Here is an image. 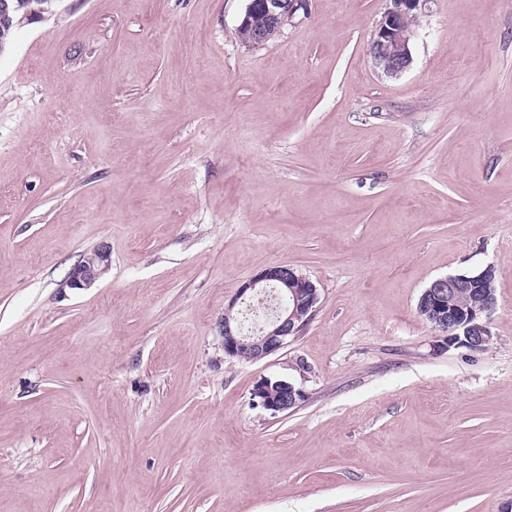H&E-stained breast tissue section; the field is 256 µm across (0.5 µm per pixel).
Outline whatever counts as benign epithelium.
Returning <instances> with one entry per match:
<instances>
[{
    "label": "benign epithelium",
    "instance_id": "7a95c632",
    "mask_svg": "<svg viewBox=\"0 0 512 512\" xmlns=\"http://www.w3.org/2000/svg\"><path fill=\"white\" fill-rule=\"evenodd\" d=\"M309 0H245L238 25L246 46L262 45L293 23L298 12L307 9ZM369 46L375 66L389 77H399L413 62V40L417 25L413 21L427 0H389ZM19 9L10 0H0V28L15 24ZM110 254L100 247L83 255L65 286L83 290L92 287L108 270ZM496 268L487 265L475 272L439 277L422 292L418 314L442 333L447 347L481 350L493 339L489 315L497 302L494 281ZM466 288L472 297L469 305L456 303L457 289ZM319 292L316 284L296 267L273 264L244 282L224 308L218 322L224 354L248 361L262 360L286 346L299 335L316 311ZM253 396L272 415L297 408L305 394L285 379L265 377L257 382Z\"/></svg>",
    "mask_w": 512,
    "mask_h": 512
}]
</instances>
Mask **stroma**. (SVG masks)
Here are the masks:
<instances>
[{
    "label": "stroma",
    "mask_w": 512,
    "mask_h": 512,
    "mask_svg": "<svg viewBox=\"0 0 512 512\" xmlns=\"http://www.w3.org/2000/svg\"><path fill=\"white\" fill-rule=\"evenodd\" d=\"M59 0L0 53V512H512V0ZM108 247L92 287L66 288ZM287 263L319 289L257 362L217 323ZM497 270L488 349L434 279ZM279 377L306 392L271 416ZM310 0H245L238 25L241 41L246 46L262 45L293 23L300 10L305 11ZM260 18V24L255 19ZM369 46L375 66L389 77H399L413 62V40L417 34V19L427 0H388ZM413 20L415 23L413 24ZM109 262L110 254L106 247L84 254L78 264L72 268L65 286L78 290L91 288L108 270ZM495 277L496 268L487 265L475 272L439 277L424 289L417 312L433 329L442 333V343L447 348L465 347L476 351L492 342L488 319L497 302ZM457 288H463L460 289L462 300H467L464 288H468L471 304L461 306L456 303ZM253 396L262 408L272 415L287 413L297 408L305 394L289 380L265 377L257 382Z\"/></svg>",
    "instance_id": "35a3bbf8"
}]
</instances>
